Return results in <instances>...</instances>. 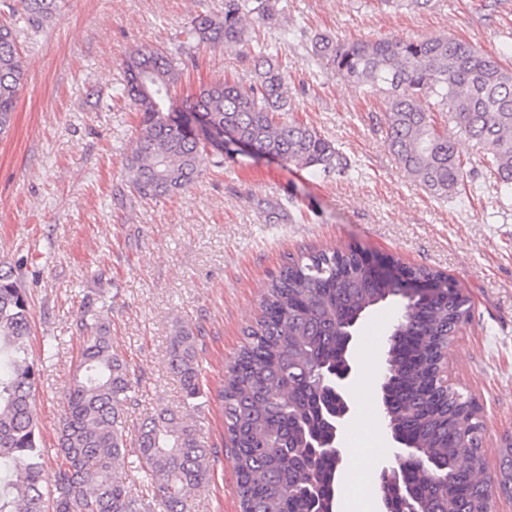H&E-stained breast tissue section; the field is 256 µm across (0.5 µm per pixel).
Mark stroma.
<instances>
[{
  "mask_svg": "<svg viewBox=\"0 0 512 512\" xmlns=\"http://www.w3.org/2000/svg\"><path fill=\"white\" fill-rule=\"evenodd\" d=\"M283 26L305 38L453 37L512 66V0H429L418 8L368 10L360 0H278ZM224 0H64L42 26L21 27L26 70L14 124L0 139V263L22 264L31 294V357L39 363L34 417L47 470L58 463L61 397L82 345L83 298L110 304L112 343L139 379L125 414L130 430L168 410L196 426L219 458L188 512H240L234 449L217 402L185 400L168 365L178 328H202V384L216 391L261 314V301L289 257L312 248H356L401 258L454 280L472 308L448 343V382L479 407L487 476L512 436V200H502L476 146L449 127L473 179L460 195L429 194L386 144L382 96L345 84L308 53L304 40L281 42L258 27L232 49L188 46L183 31ZM278 47L294 117L332 140L351 167L326 176L279 159L236 150L222 166L201 161L200 177L180 194L143 200L129 187L125 157L139 116L121 94L131 51L190 54L180 90L247 76L258 44ZM403 297L360 320L352 357L358 376L341 447L363 448L376 467L394 462L378 377ZM57 350L44 359L42 343Z\"/></svg>",
  "mask_w": 512,
  "mask_h": 512,
  "instance_id": "stroma-1",
  "label": "stroma"
}]
</instances>
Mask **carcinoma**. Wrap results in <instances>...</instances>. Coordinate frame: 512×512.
<instances>
[{
  "instance_id": "obj_1",
  "label": "carcinoma",
  "mask_w": 512,
  "mask_h": 512,
  "mask_svg": "<svg viewBox=\"0 0 512 512\" xmlns=\"http://www.w3.org/2000/svg\"><path fill=\"white\" fill-rule=\"evenodd\" d=\"M61 0H0V135L9 131L25 70L18 24L40 26ZM276 0H224V14H201L183 30L187 44L233 48L248 37V16L275 25ZM309 53L349 85L387 98L386 141L405 172L440 199L456 195L471 172L457 156L448 115L483 153L499 195L512 198V68L476 45L452 37L419 40L310 41ZM191 57L176 59L153 48L123 61V95L139 112L138 133L126 157L129 185L141 199L183 191L201 174L212 150L224 163V128L257 153L302 169L341 175L347 162L334 143L288 118V79L278 55L252 57L254 76L202 84L183 100L175 89ZM400 284L371 276L355 250H318L289 258L261 302L262 313L216 394L232 436L241 512H332L336 458L312 459L307 440L333 437L321 408L332 398L320 367L340 358L344 326L399 295ZM471 316L458 288L411 307L402 337L390 341L396 363L387 398L389 426L413 445L402 465L404 484L427 512H487V483L479 430L483 423L468 399L433 381L427 359L435 340L451 336ZM32 306L23 276L0 269V512H151L114 474L135 454L166 512H185L191 492L204 487L218 450L170 411L147 419L134 436L126 430V405L139 380L112 344L102 316L77 322L84 342L65 394L57 433L59 463L45 474L32 400L40 377L30 358ZM204 336L181 328L172 337L169 366L185 398L210 402L200 382ZM493 482L512 495V445L501 448ZM389 512H408L399 490L382 482Z\"/></svg>"
}]
</instances>
